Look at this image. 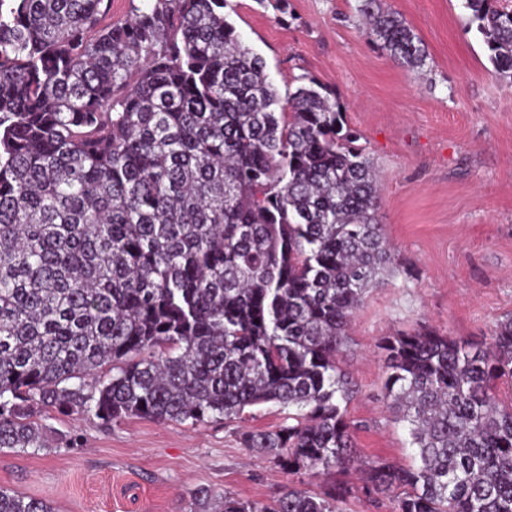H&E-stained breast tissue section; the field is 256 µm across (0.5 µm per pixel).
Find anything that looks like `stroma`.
Here are the masks:
<instances>
[{
	"label": "stroma",
	"instance_id": "1",
	"mask_svg": "<svg viewBox=\"0 0 512 512\" xmlns=\"http://www.w3.org/2000/svg\"><path fill=\"white\" fill-rule=\"evenodd\" d=\"M229 20L263 57L281 96L316 79L340 102L381 183L378 219L401 271L368 291L341 368L357 393L358 455L409 465L407 430L382 395V337L428 324L481 339L512 314V81L495 77L461 0H382L428 54L409 69L364 35L356 0H231ZM288 412L266 404L237 422L109 425L51 409L49 447L0 450V488L53 502L57 512H198L194 494L265 501L320 481L283 474L244 447L245 430L273 429Z\"/></svg>",
	"mask_w": 512,
	"mask_h": 512
}]
</instances>
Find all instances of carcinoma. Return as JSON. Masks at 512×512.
Masks as SVG:
<instances>
[{
	"label": "carcinoma",
	"mask_w": 512,
	"mask_h": 512,
	"mask_svg": "<svg viewBox=\"0 0 512 512\" xmlns=\"http://www.w3.org/2000/svg\"><path fill=\"white\" fill-rule=\"evenodd\" d=\"M0 0V449L47 447L54 407L105 424L290 423L241 435L317 492L220 497L203 512H512V316L473 342L420 325L384 336L383 398L415 462L362 461L338 366L354 313L398 271L379 183L316 79L281 99L230 0ZM512 79V0H464ZM368 39L411 69L422 40L380 0ZM359 474L349 479V470ZM0 512H56L0 488Z\"/></svg>",
	"instance_id": "obj_1"
}]
</instances>
